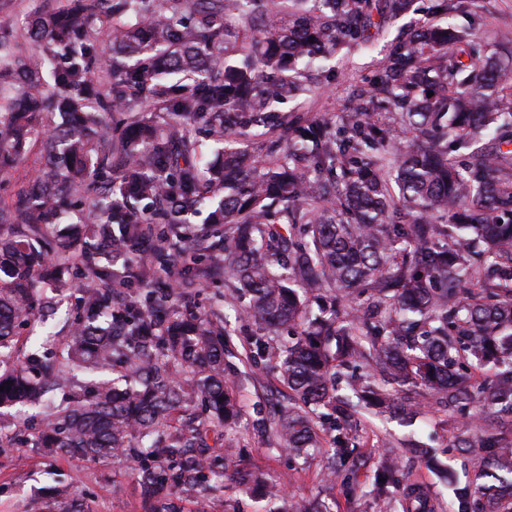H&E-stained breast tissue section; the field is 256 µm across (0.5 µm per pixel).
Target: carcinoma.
I'll return each instance as SVG.
<instances>
[{
	"instance_id": "1",
	"label": "carcinoma",
	"mask_w": 512,
	"mask_h": 512,
	"mask_svg": "<svg viewBox=\"0 0 512 512\" xmlns=\"http://www.w3.org/2000/svg\"><path fill=\"white\" fill-rule=\"evenodd\" d=\"M13 39L0 37V178L41 140L45 163L0 200V352L37 316L34 284L83 290L68 365L31 351L0 370V414L35 408L33 444L77 460L131 456L144 494L193 490L221 476L224 427L242 416L224 378V321L181 307L201 256L224 253L229 296L255 328L241 357L255 362L286 327L273 359L296 400L272 406L273 428L300 457L333 432L340 468L357 448V413L412 419L428 392L464 411L479 403L512 421V100L499 50L442 23L474 0H431L428 18L387 43L346 123L278 110L307 100L303 68L361 46L417 0H56ZM266 21L262 38L234 40L224 17ZM108 38L111 54L95 46ZM433 96H428V93ZM401 114L400 141L377 110ZM127 114L119 129L110 115ZM266 140L257 159L247 138ZM215 161L201 164L200 137ZM492 140L491 149L484 140ZM474 148L465 164L450 146ZM92 191L97 223H67ZM207 211L197 228L188 216ZM67 224L53 248L46 230ZM178 275L130 300L131 262ZM473 290L464 292L461 283ZM492 370L471 382L475 366ZM112 371L83 389L76 371ZM345 382L357 402L337 394ZM55 387L64 399L43 401ZM460 448H481L474 480L448 477L452 512H504L512 502V441L484 422ZM402 487L407 512H431L395 462L374 475L381 496Z\"/></svg>"
}]
</instances>
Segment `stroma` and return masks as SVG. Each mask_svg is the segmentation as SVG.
<instances>
[{
  "mask_svg": "<svg viewBox=\"0 0 512 512\" xmlns=\"http://www.w3.org/2000/svg\"><path fill=\"white\" fill-rule=\"evenodd\" d=\"M452 22L458 26L477 27L487 41H494L502 30L512 31V0H478L475 14H458ZM397 23L386 22L368 47L345 51L343 60L333 67H311L314 81L311 96L304 104L288 101L285 112L308 117L342 121L345 112L382 57L386 41L393 38ZM206 275L199 279L192 303L207 311L215 305L224 307V324L231 332L242 325L239 307L229 301L224 279V263L216 257L203 261ZM78 291L58 296L60 319L35 321L19 331V346L29 351L38 347L57 353L68 333L63 318L73 315L78 305ZM239 341H232L224 357V376L236 385L243 417L225 429L226 438L235 441L234 467L213 478L209 487L185 495L172 491L167 498L177 512H271L268 500L257 498L253 482L276 487L288 500L304 503L317 498L326 502L330 512H402L398 495L379 497L372 494L373 475L383 458L408 440L414 439L434 448L439 458L460 479L473 478L482 465V452L472 448H452L455 436L470 438L480 433L482 406H473L467 415L451 414L431 398H424L422 410L413 425L385 416H365L357 433L358 453L348 466L356 483L347 486L343 473L330 468V447L313 448L303 457L284 449L274 430L259 433L253 421L265 416L270 405L287 400L289 391L270 367L269 360L246 365L240 357ZM398 464L408 484L418 487L435 504L436 512H450L452 494L447 483L432 468L405 457ZM80 499L84 512H152L151 503L130 469L112 460L76 462L62 456L47 455L44 449L17 446L0 447V512H66L69 500Z\"/></svg>",
  "mask_w": 512,
  "mask_h": 512,
  "instance_id": "obj_1",
  "label": "stroma"
}]
</instances>
